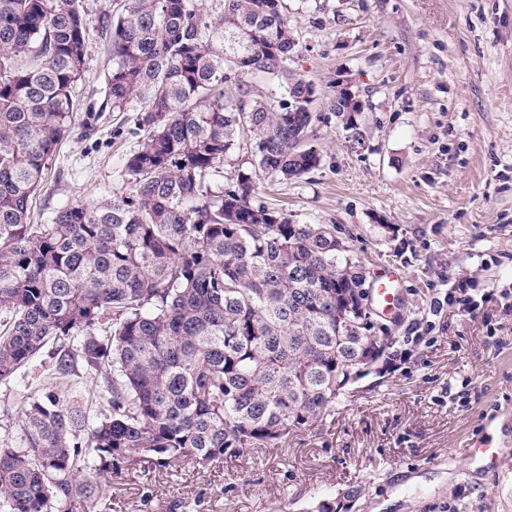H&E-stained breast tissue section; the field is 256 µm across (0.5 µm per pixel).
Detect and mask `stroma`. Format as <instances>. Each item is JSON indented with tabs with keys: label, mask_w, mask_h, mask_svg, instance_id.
<instances>
[{
	"label": "stroma",
	"mask_w": 512,
	"mask_h": 512,
	"mask_svg": "<svg viewBox=\"0 0 512 512\" xmlns=\"http://www.w3.org/2000/svg\"><path fill=\"white\" fill-rule=\"evenodd\" d=\"M84 72L73 120L46 164L32 221L124 186L136 115L106 111L113 16L122 0H80ZM289 63L313 83L318 167L263 180L258 200L296 224H332L369 277L400 270L399 301L374 315L385 356L330 415L276 448L205 468L112 476L107 512H315L350 488L346 512H512V0H288ZM348 78L356 130L331 103ZM475 306L434 310L455 284ZM46 345L0 384V445L18 443L22 400L56 368ZM501 463L468 475L486 420Z\"/></svg>",
	"instance_id": "35a3bbf8"
}]
</instances>
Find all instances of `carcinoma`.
I'll return each mask as SVG.
<instances>
[{"label": "carcinoma", "mask_w": 512, "mask_h": 512, "mask_svg": "<svg viewBox=\"0 0 512 512\" xmlns=\"http://www.w3.org/2000/svg\"><path fill=\"white\" fill-rule=\"evenodd\" d=\"M285 0H126L108 97L143 138L125 188L33 224V196L73 112L86 56L78 0H0V384L51 340L57 374L112 368L110 413L88 392L30 397L0 448V512H96L120 465L205 468L277 447L336 409L374 324L341 300L366 281L333 224L256 203L259 181L319 164L314 86L290 77ZM262 76L276 88L252 93ZM238 95L224 97V84ZM251 169L212 188L242 143Z\"/></svg>", "instance_id": "carcinoma-1"}]
</instances>
